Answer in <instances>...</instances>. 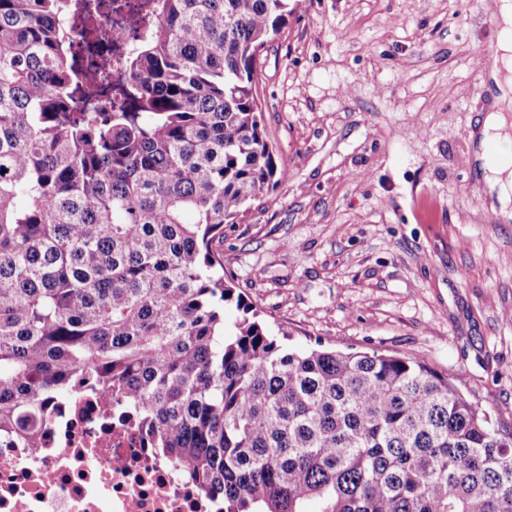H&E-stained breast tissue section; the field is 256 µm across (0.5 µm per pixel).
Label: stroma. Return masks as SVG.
<instances>
[{"mask_svg": "<svg viewBox=\"0 0 512 512\" xmlns=\"http://www.w3.org/2000/svg\"><path fill=\"white\" fill-rule=\"evenodd\" d=\"M494 0H303L261 52L288 180L224 268L288 344L413 355L512 426V223L477 181Z\"/></svg>", "mask_w": 512, "mask_h": 512, "instance_id": "35a3bbf8", "label": "stroma"}]
</instances>
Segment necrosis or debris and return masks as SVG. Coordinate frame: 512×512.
Masks as SVG:
<instances>
[{"label":"necrosis or debris","instance_id":"1","mask_svg":"<svg viewBox=\"0 0 512 512\" xmlns=\"http://www.w3.org/2000/svg\"><path fill=\"white\" fill-rule=\"evenodd\" d=\"M147 0H92L69 16L77 55L88 31L102 27L112 51L97 58L101 80L124 70L128 53L148 34ZM216 499L184 480L149 448L136 415L90 389L63 397L37 451L0 447V512H220Z\"/></svg>","mask_w":512,"mask_h":512}]
</instances>
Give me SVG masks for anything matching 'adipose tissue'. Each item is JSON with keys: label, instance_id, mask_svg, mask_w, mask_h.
Returning a JSON list of instances; mask_svg holds the SVG:
<instances>
[{"label": "adipose tissue", "instance_id": "1", "mask_svg": "<svg viewBox=\"0 0 512 512\" xmlns=\"http://www.w3.org/2000/svg\"><path fill=\"white\" fill-rule=\"evenodd\" d=\"M499 41L492 61V100L478 130V174L501 222L512 221V0H498Z\"/></svg>", "mask_w": 512, "mask_h": 512}]
</instances>
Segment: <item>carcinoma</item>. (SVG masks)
Segmentation results:
<instances>
[{"instance_id": "obj_1", "label": "carcinoma", "mask_w": 512, "mask_h": 512, "mask_svg": "<svg viewBox=\"0 0 512 512\" xmlns=\"http://www.w3.org/2000/svg\"><path fill=\"white\" fill-rule=\"evenodd\" d=\"M152 7L114 109L79 112L82 0H0V438L40 447L46 401L88 383L222 512H512V427L456 375L292 349L228 284L224 225L288 180L255 74L296 6Z\"/></svg>"}]
</instances>
